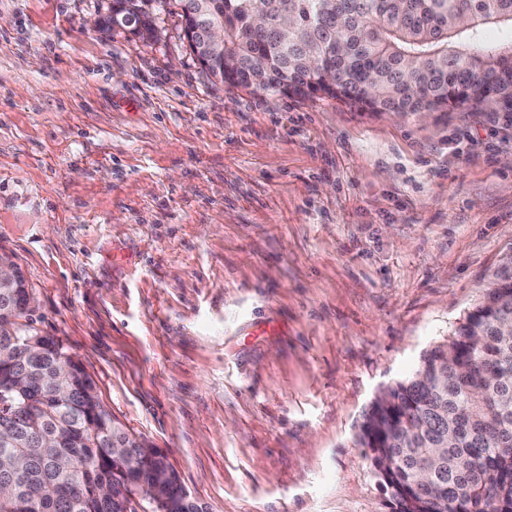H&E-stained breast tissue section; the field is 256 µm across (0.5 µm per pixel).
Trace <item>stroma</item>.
I'll return each mask as SVG.
<instances>
[{"mask_svg": "<svg viewBox=\"0 0 512 512\" xmlns=\"http://www.w3.org/2000/svg\"><path fill=\"white\" fill-rule=\"evenodd\" d=\"M0 0V254L209 512H390L355 443L512 259V119L208 79L179 0ZM123 4H129L132 6L141 16H134L132 14L124 13L122 8L126 7L124 5H121L119 3H116L115 1L112 2L111 12L106 17H99L97 20L93 22L94 27H100L103 26L105 23L106 18L112 17L115 19L118 14H123L122 21L128 25L132 26L134 29H142L143 23L146 20L144 24V31H131L132 34L138 36L142 40L149 41V37L147 34H151L154 28H151L152 22H154L155 25V14L157 10V4H160V0H124V1H117ZM145 19V20H144ZM105 26L110 27L109 20L106 21Z\"/></svg>", "mask_w": 512, "mask_h": 512, "instance_id": "35a3bbf8", "label": "stroma"}]
</instances>
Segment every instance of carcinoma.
Instances as JSON below:
<instances>
[{"instance_id":"carcinoma-1","label":"carcinoma","mask_w":512,"mask_h":512,"mask_svg":"<svg viewBox=\"0 0 512 512\" xmlns=\"http://www.w3.org/2000/svg\"><path fill=\"white\" fill-rule=\"evenodd\" d=\"M149 40L160 0H124ZM506 37L496 45L485 32ZM205 74L253 92L370 112L512 114V0H224V61ZM0 291V512H208L146 454L58 339ZM38 378L18 390L16 378ZM127 444L112 454V439ZM356 444L392 512H512V271H503L408 378L379 390ZM148 486L155 499L133 507Z\"/></svg>"}]
</instances>
